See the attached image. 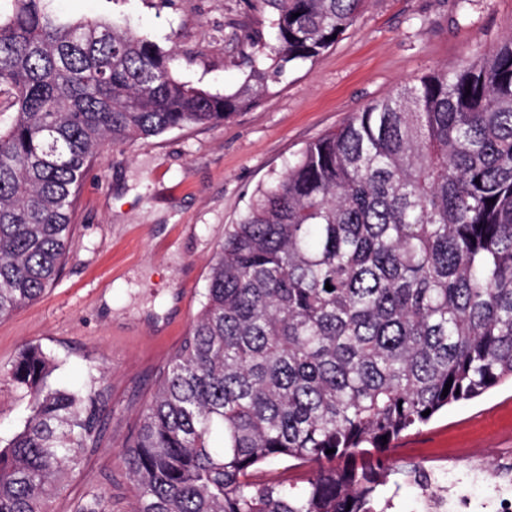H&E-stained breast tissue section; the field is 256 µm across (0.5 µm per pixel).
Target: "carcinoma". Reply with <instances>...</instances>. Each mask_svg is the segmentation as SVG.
I'll list each match as a JSON object with an SVG mask.
<instances>
[{"label":"carcinoma","instance_id":"obj_1","mask_svg":"<svg viewBox=\"0 0 512 512\" xmlns=\"http://www.w3.org/2000/svg\"><path fill=\"white\" fill-rule=\"evenodd\" d=\"M52 2L0 0L1 320L61 273L107 142L224 122L367 0H261L275 43L224 94L176 78L178 52L150 37ZM203 297L120 454L132 512H388L392 445L512 381V34L307 144L225 232ZM55 370L37 346L10 369L32 414L0 448V512H49L98 445L107 396ZM283 463L310 473L255 479ZM75 512L110 510L94 495Z\"/></svg>","mask_w":512,"mask_h":512}]
</instances>
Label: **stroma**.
Returning a JSON list of instances; mask_svg holds the SVG:
<instances>
[{
    "instance_id": "stroma-1",
    "label": "stroma",
    "mask_w": 512,
    "mask_h": 512,
    "mask_svg": "<svg viewBox=\"0 0 512 512\" xmlns=\"http://www.w3.org/2000/svg\"><path fill=\"white\" fill-rule=\"evenodd\" d=\"M69 17L100 16L148 33L181 56L175 75L212 93L234 91L252 49L273 42L258 0H55ZM512 33V0H368L355 24L316 60L287 66L252 108L218 126L107 145L72 216L68 260L36 302L0 321V440L19 431L31 397L9 375L19 353L41 346L57 385L104 391L102 437L68 473L50 512H75L94 493L130 512L134 490L120 460L159 376L197 315L211 260L258 186L302 149L398 86ZM512 460V383L449 405L391 450L394 469L470 474Z\"/></svg>"
}]
</instances>
